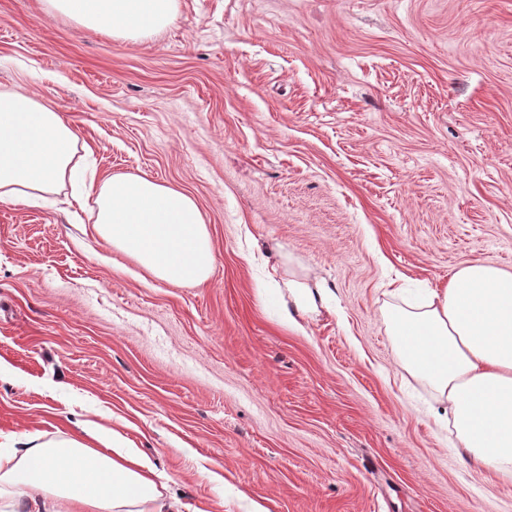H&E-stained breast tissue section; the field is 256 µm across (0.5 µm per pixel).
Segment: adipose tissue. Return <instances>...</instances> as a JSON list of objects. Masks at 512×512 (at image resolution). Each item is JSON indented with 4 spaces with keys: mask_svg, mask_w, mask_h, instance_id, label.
I'll return each mask as SVG.
<instances>
[{
    "mask_svg": "<svg viewBox=\"0 0 512 512\" xmlns=\"http://www.w3.org/2000/svg\"><path fill=\"white\" fill-rule=\"evenodd\" d=\"M179 0H43L46 11L88 31L139 43L169 26ZM80 138L36 94L0 91V203L38 208L72 180ZM90 207L93 232L158 280L199 285L214 270L204 217L193 198L145 174L110 175L73 196ZM294 316L315 318L322 284L292 282ZM401 364L446 401L461 453L512 479V273L475 260L442 288L384 312ZM0 512H180L155 468L118 430L81 424L0 445Z\"/></svg>",
    "mask_w": 512,
    "mask_h": 512,
    "instance_id": "1",
    "label": "adipose tissue"
}]
</instances>
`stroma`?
I'll use <instances>...</instances> for the list:
<instances>
[{
	"label": "stroma",
	"instance_id": "1",
	"mask_svg": "<svg viewBox=\"0 0 512 512\" xmlns=\"http://www.w3.org/2000/svg\"><path fill=\"white\" fill-rule=\"evenodd\" d=\"M0 90L98 177L192 197L216 259L171 285L70 187L0 204V434L122 422L181 512H512L382 316L468 261L512 272V0H180L136 44L0 0ZM291 280L332 291L297 328Z\"/></svg>",
	"mask_w": 512,
	"mask_h": 512
}]
</instances>
